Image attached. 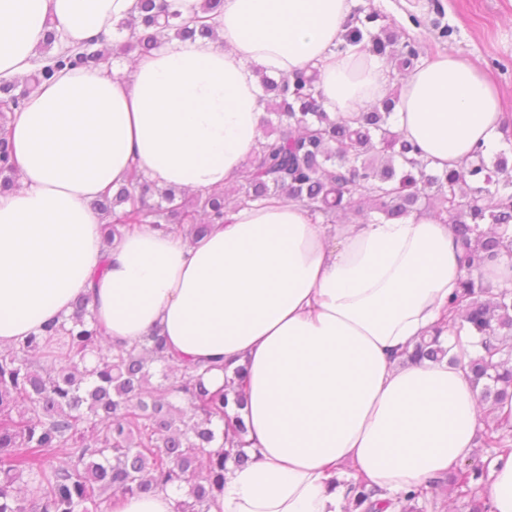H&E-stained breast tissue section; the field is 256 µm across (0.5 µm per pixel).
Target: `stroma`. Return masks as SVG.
Returning a JSON list of instances; mask_svg holds the SVG:
<instances>
[{"mask_svg": "<svg viewBox=\"0 0 512 512\" xmlns=\"http://www.w3.org/2000/svg\"><path fill=\"white\" fill-rule=\"evenodd\" d=\"M427 56L452 49L478 63L499 85L512 114V0H370ZM452 35L441 39V28Z\"/></svg>", "mask_w": 512, "mask_h": 512, "instance_id": "1", "label": "stroma"}]
</instances>
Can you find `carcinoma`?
<instances>
[{"label": "carcinoma", "instance_id": "obj_1", "mask_svg": "<svg viewBox=\"0 0 512 512\" xmlns=\"http://www.w3.org/2000/svg\"><path fill=\"white\" fill-rule=\"evenodd\" d=\"M140 15L118 25L129 35L109 45L56 50L64 39L47 31L38 51L47 57L23 79H0V193L17 185L18 170L4 134L8 113L20 109L44 82L63 70L98 65L113 54H146L172 39L213 38L207 25L179 20L173 0H138ZM337 51L363 42L366 51L408 72L420 64L422 46L393 31L371 7L353 8ZM309 68L277 78L261 76L267 117L266 142L231 188L188 195L155 188L143 176L97 199L94 208L108 218L106 238L121 229L150 224L160 229L202 234L224 217V208L293 200L319 214L323 223L369 212L385 218L431 209L454 225L466 253L459 317L484 354L469 362L470 377L490 407L512 395V290L492 291L478 271L486 259L512 246V168L504 156L491 165L482 152L458 171L437 172L419 148L394 130L397 97L389 95L352 118L331 117ZM488 224L486 232L481 225ZM90 299L79 300L71 326L49 325L42 336L0 349V512H90L112 495L148 493L168 487L183 498L175 512H209L224 491L229 458L214 448L224 439L215 422H224L226 389L212 391L196 368L172 374L164 338L152 332L145 345L103 347L105 330L92 320ZM451 348L435 337L419 343L413 358L438 359ZM95 365L86 366L88 355ZM178 397L185 406L170 401ZM512 424L491 421L484 444L494 453L512 450ZM484 471L463 467L448 485L470 493L468 512H487L472 494ZM400 512H423L426 503L409 494L393 504Z\"/></svg>", "mask_w": 512, "mask_h": 512}]
</instances>
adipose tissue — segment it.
I'll use <instances>...</instances> for the list:
<instances>
[{
	"mask_svg": "<svg viewBox=\"0 0 512 512\" xmlns=\"http://www.w3.org/2000/svg\"><path fill=\"white\" fill-rule=\"evenodd\" d=\"M352 0H224L215 38L177 39L118 70L61 74L10 113L20 188L0 196V347L66 322L78 297L113 343L163 336L233 379L245 465L228 463L210 512H359L434 482L472 454L482 426L472 346L448 303L465 274L452 225L433 212L324 224L297 202L228 207L187 237L150 226L106 239L92 201L132 170L161 189L231 186L264 141L260 74L317 69L329 114L397 92L393 126L440 172L475 146L496 154L501 92L456 52L405 75L359 45L338 52ZM135 0H0V79L31 73L47 22L70 42L111 41ZM456 337L453 358L412 359ZM480 495L512 512V454Z\"/></svg>",
	"mask_w": 512,
	"mask_h": 512,
	"instance_id": "ef3b65f1",
	"label": "adipose tissue"
}]
</instances>
